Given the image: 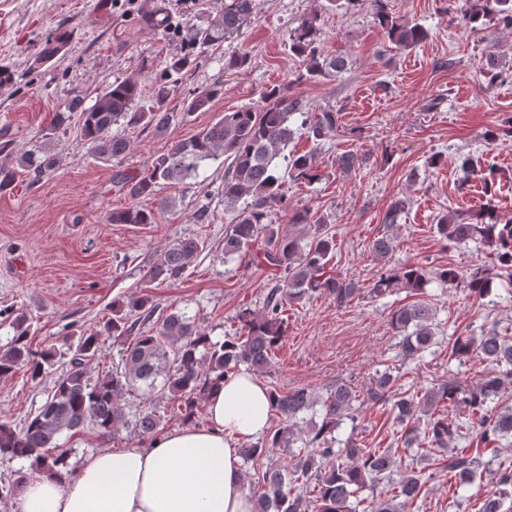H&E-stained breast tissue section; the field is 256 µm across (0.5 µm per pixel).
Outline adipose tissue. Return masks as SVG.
Returning a JSON list of instances; mask_svg holds the SVG:
<instances>
[{"mask_svg":"<svg viewBox=\"0 0 512 512\" xmlns=\"http://www.w3.org/2000/svg\"><path fill=\"white\" fill-rule=\"evenodd\" d=\"M208 403L205 425L140 446L98 449L70 476L27 480L12 512H254L236 444L267 431V388L241 373L225 379Z\"/></svg>","mask_w":512,"mask_h":512,"instance_id":"obj_1","label":"adipose tissue"}]
</instances>
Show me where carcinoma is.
Wrapping results in <instances>:
<instances>
[{"label":"carcinoma","instance_id":"1","mask_svg":"<svg viewBox=\"0 0 512 512\" xmlns=\"http://www.w3.org/2000/svg\"><path fill=\"white\" fill-rule=\"evenodd\" d=\"M376 17L388 41L398 47L423 42L428 32L418 24L402 22L389 15L385 0H372ZM466 8L456 17L464 29H475L485 21L498 20L512 27V0H464ZM255 13V0H224L211 11L206 21L187 29L173 28L168 19L156 21L166 37L181 40L179 53L156 72L149 96L134 79L114 83L104 89L95 103L83 106V97L73 94L56 114L61 125L79 113L80 138L90 151L106 161H120L130 150V142L117 130L119 122L145 125L157 133L173 120L168 110L170 97L184 83L188 71L198 65L204 53L241 32ZM71 36L63 29L33 51V69L57 56ZM318 13L301 19L290 32L291 54L305 63L303 76L333 75L346 67L343 56L327 57L319 47ZM219 94L216 87L189 89L184 93L183 111L207 110ZM340 112L334 108L316 111L300 98H292L279 88L263 94V105L231 110L194 137L171 145L167 153L155 158L141 175H114V183L131 204L111 212L110 224H154L158 216L174 207L159 197L165 184L196 180L205 163L224 156L221 195L224 211L231 214L224 229V256L246 253L263 239L259 263L275 268L283 279L269 289L263 310L245 308L238 312L240 327L234 334L214 342L207 333L194 327L183 312L156 315L159 304L142 294L120 296L112 301V317L94 330L78 334L66 368L38 409L24 425L14 428L0 423V459L30 461L37 474L73 472L68 451L58 443L64 432L77 434L90 428L108 435L129 426L139 436L159 432L161 417L147 406L129 420L121 401L139 385L154 387L162 379V390L179 402L182 421L194 422L201 402L208 399L213 386L241 371L263 374L273 366L277 352L288 335V306L314 295L347 306L361 294L356 283L330 268L336 254L335 235L324 219L311 220L308 212L295 211L293 224H316L311 243L302 245V237L281 231L273 224L274 209L288 210V183L310 185L320 179L311 153L288 155L285 168L276 158L295 137L306 136L319 146L341 133ZM58 155L52 148L22 154L0 165V191L26 177L34 184L55 170ZM487 205L479 212L463 217L457 213L438 218V234L448 242L473 241L491 250L495 262L477 265L468 271L454 267L439 269L435 278L443 284L462 285L471 295L482 299L491 292L494 280L504 276L512 280V218L504 219L493 205L496 192L494 172L483 176ZM200 243L193 237L176 239L153 263L148 274L161 283L178 280L192 265ZM393 250L389 235L377 238L372 252L381 261ZM427 272L415 264L392 268L379 277L372 294L383 296L401 286L417 295V300L392 314V325L399 332L400 354L413 359L437 344L435 312L423 297ZM3 320L13 331L11 341L0 349V378L25 371L30 381L39 383L55 370L58 360L50 346L34 350L28 336L27 315L14 309H0ZM110 336L124 345L122 368L109 371L90 382L89 367L102 351V337ZM472 355L487 365L478 381L464 387L454 380L413 394L402 390L398 378L386 374L367 391L368 400L390 406L396 422L404 429L401 441L407 450L419 446L429 453L446 454L445 467L461 490L481 478V462L470 449L459 444L471 432L486 442L512 436V406L499 407L494 399L512 387V336L492 331L485 336H457L448 343V360L461 361ZM272 408L280 417L279 427L240 450L244 461L269 456L276 448L299 445L291 464H271L251 491L256 512H406L431 479L396 459L389 448H369L351 428L344 439L336 437L343 419L355 420L359 394L350 386L338 384L319 398L302 388L287 392L269 390ZM320 405V421L302 426L300 416ZM502 488L484 495L479 512H512V459L498 468ZM25 480L0 481V504L17 494Z\"/></svg>","mask_w":512,"mask_h":512}]
</instances>
